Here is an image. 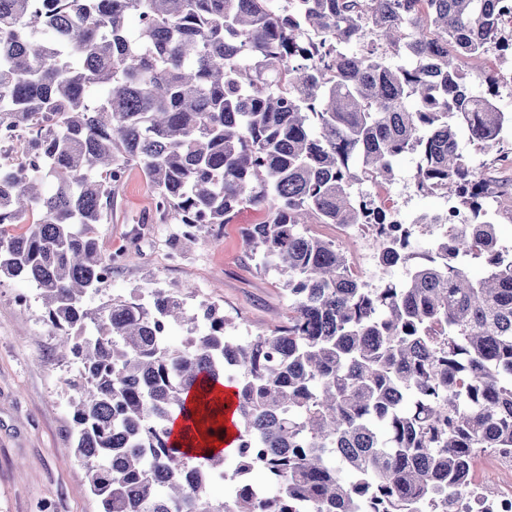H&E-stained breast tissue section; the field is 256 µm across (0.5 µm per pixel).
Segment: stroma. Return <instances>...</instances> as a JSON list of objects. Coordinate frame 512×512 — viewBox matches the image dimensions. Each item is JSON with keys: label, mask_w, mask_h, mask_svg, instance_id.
<instances>
[{"label": "stroma", "mask_w": 512, "mask_h": 512, "mask_svg": "<svg viewBox=\"0 0 512 512\" xmlns=\"http://www.w3.org/2000/svg\"><path fill=\"white\" fill-rule=\"evenodd\" d=\"M419 157L408 154L394 165L387 189L396 214L411 223L444 206L440 194L416 192ZM258 213L244 209L230 224L168 262L179 227L152 215V190L139 167H129L112 203L108 223L96 225L104 253L127 246L142 229L139 257L113 268L108 295H128L136 287L179 288L189 305L207 299L225 314L242 317L238 335L250 336L288 320V296L277 274L259 269L245 253L243 236ZM311 234L336 243L346 255L366 261L364 280L372 287L405 280L407 269L372 264L370 235L354 231L342 239L332 224L310 225ZM29 303H15L19 294ZM57 338L43 321L42 304L28 283H0V512H102L100 497L91 491L84 469L66 447L72 414L59 378L75 373L72 361L56 353Z\"/></svg>", "instance_id": "1"}]
</instances>
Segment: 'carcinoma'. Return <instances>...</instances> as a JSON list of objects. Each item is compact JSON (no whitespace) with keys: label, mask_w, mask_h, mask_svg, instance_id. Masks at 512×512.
I'll use <instances>...</instances> for the list:
<instances>
[{"label":"carcinoma","mask_w":512,"mask_h":512,"mask_svg":"<svg viewBox=\"0 0 512 512\" xmlns=\"http://www.w3.org/2000/svg\"><path fill=\"white\" fill-rule=\"evenodd\" d=\"M510 13L512 0H0V126L25 131L0 165V281L35 288L78 360L60 378L71 451L103 512H453L478 456L512 449V253L485 208L512 179L485 181L458 144L463 131L512 154L496 79L473 95L461 66L512 50ZM408 153L417 190L452 188L469 223L419 217L437 229L424 263L372 288L307 225L369 224L376 263H407L413 225L387 231L392 216L352 186L384 185ZM131 165L184 249L240 209L263 214L245 242L282 277L287 324L241 339L175 288L86 305L103 270L139 255V236L105 254L93 231ZM201 320L204 335L169 341ZM221 381L233 454L184 450L221 434ZM219 478L233 497L211 496Z\"/></svg>","instance_id":"cac0c4a2"}]
</instances>
